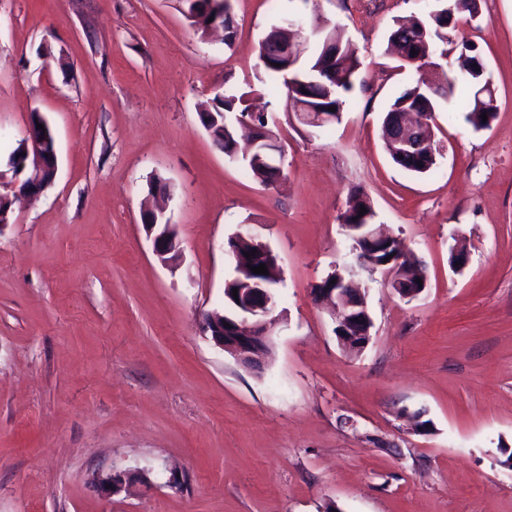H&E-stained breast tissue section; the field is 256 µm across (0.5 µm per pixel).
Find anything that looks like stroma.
I'll use <instances>...</instances> for the list:
<instances>
[{
	"label": "stroma",
	"instance_id": "stroma-1",
	"mask_svg": "<svg viewBox=\"0 0 512 512\" xmlns=\"http://www.w3.org/2000/svg\"><path fill=\"white\" fill-rule=\"evenodd\" d=\"M231 3L228 46L182 0H0V181L32 112L58 156L54 183L0 226V512H512V0H479L448 46L476 44L495 119L476 130L444 104L437 166L420 175L382 137L417 78L387 39L436 0ZM287 17L304 38L315 19L338 26L360 62L339 123L301 125L259 65ZM227 87L275 113L280 188L202 127L201 104ZM155 174L173 187L174 265L140 221ZM357 190L428 282L406 300L385 271L354 267L373 319L358 352L312 294L352 265L342 215ZM238 232L282 271L258 371L200 325L224 307ZM106 473L131 481L107 496Z\"/></svg>",
	"mask_w": 512,
	"mask_h": 512
}]
</instances>
